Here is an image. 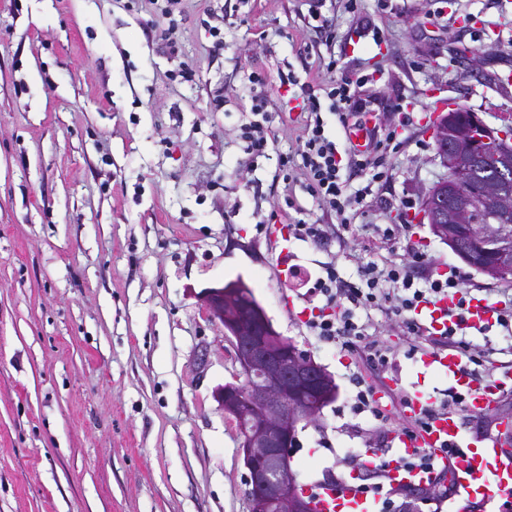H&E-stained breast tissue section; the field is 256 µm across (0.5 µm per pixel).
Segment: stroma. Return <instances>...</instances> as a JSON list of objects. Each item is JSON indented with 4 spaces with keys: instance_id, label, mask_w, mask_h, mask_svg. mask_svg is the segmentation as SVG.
I'll list each match as a JSON object with an SVG mask.
<instances>
[{
    "instance_id": "1",
    "label": "stroma",
    "mask_w": 512,
    "mask_h": 512,
    "mask_svg": "<svg viewBox=\"0 0 512 512\" xmlns=\"http://www.w3.org/2000/svg\"><path fill=\"white\" fill-rule=\"evenodd\" d=\"M500 2L360 0L351 13L326 0L329 42L307 0H183L170 20L149 0H0V512H249L242 434L216 398L240 382L239 366L201 298L235 280L336 385L297 432L299 480L312 491L344 479L374 486L396 512L403 495L365 468L366 455L393 458V428L411 427L401 393L435 400L450 383L423 367L390 312L368 316L396 355L385 372L315 336L297 315L310 305L306 278L333 261L353 279L411 246L433 260L416 277L458 271L470 295L511 312L512 280L468 266L426 224L366 252L361 229L284 183L276 160L243 151L247 76L329 56L371 75L357 90L363 119L403 145L387 155L393 178L367 197L362 221L393 224L448 174L427 132L443 99L512 126V85L499 81L512 72V9ZM219 22L226 46L216 54L208 28ZM371 24L380 41L362 36ZM289 193L300 211L286 207ZM299 218L328 225L326 237L281 242L275 226ZM465 339L486 353V378L512 370V337L499 325ZM389 376L400 386L383 400L388 424L355 414L352 378L377 392Z\"/></svg>"
}]
</instances>
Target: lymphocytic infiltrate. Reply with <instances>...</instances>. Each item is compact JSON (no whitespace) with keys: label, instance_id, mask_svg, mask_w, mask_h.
I'll return each instance as SVG.
<instances>
[{"label":"lymphocytic infiltrate","instance_id":"f902f5d3","mask_svg":"<svg viewBox=\"0 0 512 512\" xmlns=\"http://www.w3.org/2000/svg\"><path fill=\"white\" fill-rule=\"evenodd\" d=\"M325 78L319 84L301 80L295 72L279 73V86L289 98L299 101L304 114L302 136L296 154H279L280 171L286 175L301 173L304 187L321 208L333 212L342 224H351L361 213V204L372 193L374 186L386 182L387 171L370 167L367 160L358 157L349 148L340 146L327 129L326 115H335L342 127H349L355 115L351 94L354 80L344 73L338 60L325 63ZM251 85V106L239 128V139L247 154L259 158L267 156L274 139L275 113L269 109L271 82L261 71L248 75ZM365 172L364 186L350 185L345 173L349 169ZM431 258L411 248L402 263L378 265L370 261L362 266L358 278L349 281L341 277L335 263H327L312 288L314 295L323 297L326 305L334 307L335 316L320 314L310 325L326 339L353 338L362 342L368 362L377 368H387L392 350L384 340L367 331L361 322L362 313L384 308L398 317L405 334L427 337L428 331L416 317V310L425 304L441 300L448 293L462 292L464 276L451 274L448 278L428 277L417 282L410 270L416 266L431 265Z\"/></svg>","mask_w":512,"mask_h":512}]
</instances>
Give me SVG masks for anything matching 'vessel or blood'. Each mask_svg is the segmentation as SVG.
Here are the masks:
<instances>
[{"label": "vessel or blood", "instance_id": "vessel-or-blood-1", "mask_svg": "<svg viewBox=\"0 0 512 512\" xmlns=\"http://www.w3.org/2000/svg\"><path fill=\"white\" fill-rule=\"evenodd\" d=\"M457 294L421 306L419 318L427 330L437 334L444 329L461 326L464 329L492 324L498 306L486 298H471L464 318H457L453 309ZM424 367L433 368L450 377L452 390L464 399L465 410L438 415L416 436L395 430L392 445L401 456L414 455L424 448L436 456V470L404 468L398 461H389L387 479L391 484H425L436 477H447L456 495L463 500L481 497L486 502L512 495V432L501 429L494 434L466 436L462 432L463 416H481L495 405L503 381L473 378L464 364L463 355L455 349L425 353ZM315 497L319 512H371L372 503L359 485L343 480L333 486L318 487Z\"/></svg>", "mask_w": 512, "mask_h": 512}]
</instances>
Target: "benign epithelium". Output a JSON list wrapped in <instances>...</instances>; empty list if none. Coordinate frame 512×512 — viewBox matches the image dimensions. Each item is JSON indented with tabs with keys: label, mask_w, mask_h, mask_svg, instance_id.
Listing matches in <instances>:
<instances>
[{
	"label": "benign epithelium",
	"mask_w": 512,
	"mask_h": 512,
	"mask_svg": "<svg viewBox=\"0 0 512 512\" xmlns=\"http://www.w3.org/2000/svg\"><path fill=\"white\" fill-rule=\"evenodd\" d=\"M431 134L439 145L437 157L448 168V178L426 191L420 222L430 224L450 242L452 237L442 233L437 224L443 220L448 197L463 185L462 152L506 164L512 158V132L494 128L476 114L471 125L461 129L453 115L441 112L432 123ZM458 223L471 237L489 243L501 255L512 250V227L493 223L480 199L473 200ZM235 297V285L228 283L207 290L203 300L211 316L224 325L235 361L248 379L245 389L222 387L216 397L228 414L237 416L245 409L249 411L240 447L245 449L250 512H268L271 507L276 512H314V501L300 491L288 447L296 440L299 424L316 421V408L299 402L294 391L321 367L297 348L291 361L283 364V340L268 326L264 312L256 308L240 316Z\"/></svg>",
	"instance_id": "1"
}]
</instances>
